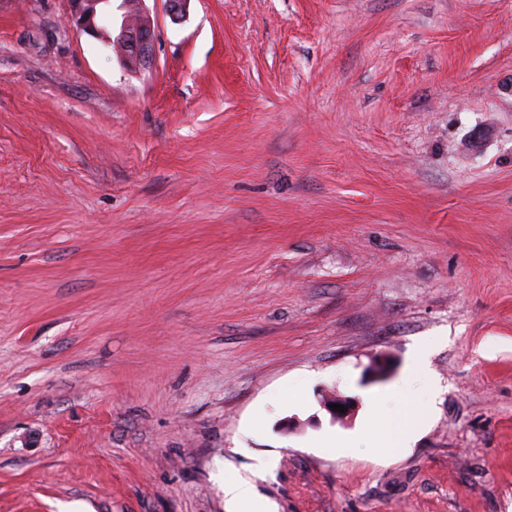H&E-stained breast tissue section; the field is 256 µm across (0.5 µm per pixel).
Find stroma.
Listing matches in <instances>:
<instances>
[{
	"label": "stroma",
	"mask_w": 512,
	"mask_h": 512,
	"mask_svg": "<svg viewBox=\"0 0 512 512\" xmlns=\"http://www.w3.org/2000/svg\"><path fill=\"white\" fill-rule=\"evenodd\" d=\"M145 6L0 0V512H512V0ZM121 1L125 12L115 34L112 29V36L98 27V18L104 13L103 5L112 0H69L66 23L77 32L93 37L102 35L105 44H113L119 49L123 63L130 70L150 71L156 62V36L153 21L143 7L145 0ZM431 347H432L431 342H426L421 346L419 354H418V360H417L414 368L412 369L411 374H410L408 380L405 382L404 386L400 390H398L397 392H395L393 394H388V395H383V396L378 397L376 399V404L379 407L382 406L385 402L391 401L395 397L396 394H398L402 390L406 389L411 383H413L415 380H418V379L422 380L425 390L428 395H430L432 392H434L437 389L438 382L436 380H434L433 378H431L426 373V371L423 367V363L421 361L422 356L425 355L426 353H428V351L431 349ZM366 425L371 427L373 448H396L399 447L400 442L398 436L407 439L419 430L422 422L418 419L415 420L412 416H406L402 421V426L394 428L391 418H377L370 410L366 418ZM243 503H250L252 509L249 512H270L267 504L254 500L252 496V485L240 476L225 478L224 480V508L226 512H238Z\"/></svg>",
	"instance_id": "stroma-1"
}]
</instances>
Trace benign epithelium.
<instances>
[{
    "label": "benign epithelium",
    "mask_w": 512,
    "mask_h": 512,
    "mask_svg": "<svg viewBox=\"0 0 512 512\" xmlns=\"http://www.w3.org/2000/svg\"><path fill=\"white\" fill-rule=\"evenodd\" d=\"M112 0H69L67 25L90 36L102 37L107 45L117 47L127 68L134 72L152 70L156 62V36L153 21L143 7L145 0H122L125 12L119 29L113 35L103 33L98 18L104 5Z\"/></svg>",
    "instance_id": "1"
}]
</instances>
